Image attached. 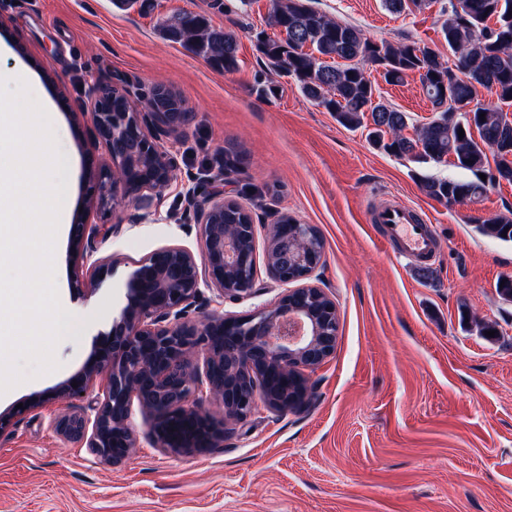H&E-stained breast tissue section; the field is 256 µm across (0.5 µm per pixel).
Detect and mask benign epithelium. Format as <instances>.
<instances>
[{
  "label": "benign epithelium",
  "instance_id": "obj_1",
  "mask_svg": "<svg viewBox=\"0 0 512 512\" xmlns=\"http://www.w3.org/2000/svg\"><path fill=\"white\" fill-rule=\"evenodd\" d=\"M125 112H108L114 99ZM152 111L138 112L126 95L103 90L88 113L94 139L105 146L109 162L92 166L89 181L106 206L117 190L141 208L161 200L173 180V163L161 137L179 133L192 120L182 102L158 88ZM194 220L201 228V248H159L132 265L126 303L99 334L89 361L50 392L31 397L29 406L57 398H78L106 375L102 393L85 412L51 423L67 441L89 448L100 461L117 464L138 447L132 429L133 406L152 421L149 443L176 454L221 448L228 424L245 423L258 402L276 413L304 406L312 393L309 373L336 346V303L309 282L324 261L314 259L318 234L312 224L269 225L266 266L285 286L269 308L244 316L214 311L203 320L189 318L199 302L223 304L254 293L257 284L255 224L224 223V190L187 191ZM87 227L74 219L73 238L91 274L76 281L82 294L96 290L115 260L96 258L97 237L121 230ZM297 287L290 288L288 284ZM213 293L207 300L204 290ZM77 387H72V384Z\"/></svg>",
  "mask_w": 512,
  "mask_h": 512
}]
</instances>
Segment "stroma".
<instances>
[{"instance_id":"35a3bbf8","label":"stroma","mask_w":512,"mask_h":512,"mask_svg":"<svg viewBox=\"0 0 512 512\" xmlns=\"http://www.w3.org/2000/svg\"><path fill=\"white\" fill-rule=\"evenodd\" d=\"M270 7L269 0H148L129 10L112 0H0V43L30 64L56 108L64 208L101 229L123 225L98 251L116 266L85 297L72 289L81 259L70 232L56 241L59 299L80 326L58 343V370L0 395V413L15 414L0 433V512H512V301L496 291L501 275L512 276V243L484 237L476 223L512 210V183L453 207L429 198L424 179L458 169L389 155L368 141L366 128L347 129L306 99L295 77L271 68L258 49ZM318 8L370 39L417 41L440 60L449 56L440 34L448 0L402 14L382 0H319ZM179 12L235 32V72L163 37L162 24ZM369 78L385 103L408 115L406 136L434 117L417 75L398 85L375 71ZM157 86L193 115L183 132L163 139L174 180L155 211L124 194L103 210L86 167L105 150L83 114L101 88L148 111ZM227 157L237 169L224 193L257 226L261 288L225 300V314L270 306L283 290L267 274L266 225L286 214L315 225L324 241L322 286L336 303L338 330L333 354L311 376L307 404L286 414L259 409L223 447L186 454L145 442L149 422L136 410L141 442L116 465L50 427L64 413L88 410L93 394L15 413L81 370L125 302L133 262L166 245L199 250L186 190L219 175ZM393 197L432 224V260L394 256L369 223L370 208ZM486 323L497 336L480 333Z\"/></svg>"}]
</instances>
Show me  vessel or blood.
Returning a JSON list of instances; mask_svg holds the SVG:
<instances>
[{"instance_id":"1","label":"vessel or blood","mask_w":512,"mask_h":512,"mask_svg":"<svg viewBox=\"0 0 512 512\" xmlns=\"http://www.w3.org/2000/svg\"><path fill=\"white\" fill-rule=\"evenodd\" d=\"M369 221L381 225L384 239L411 261H426L437 250L432 227L410 205L395 199L369 212Z\"/></svg>"}]
</instances>
